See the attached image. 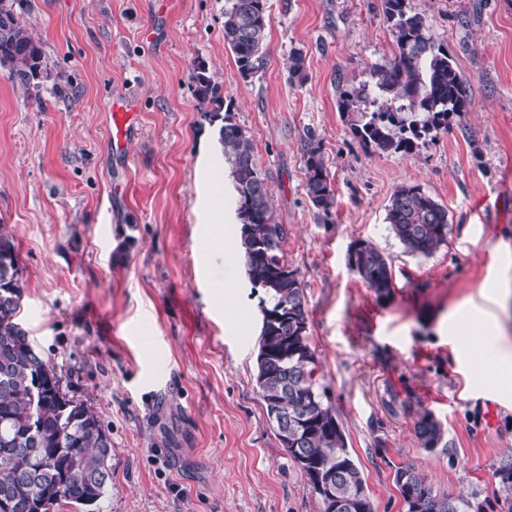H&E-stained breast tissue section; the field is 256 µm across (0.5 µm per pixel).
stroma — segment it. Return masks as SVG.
Returning <instances> with one entry per match:
<instances>
[{
	"label": "stroma",
	"mask_w": 512,
	"mask_h": 512,
	"mask_svg": "<svg viewBox=\"0 0 512 512\" xmlns=\"http://www.w3.org/2000/svg\"><path fill=\"white\" fill-rule=\"evenodd\" d=\"M463 76L467 112L410 153L353 136L338 92L359 86L393 42L380 0H267L268 63L245 80L224 45L225 0H31L49 76L39 89L0 68V224L24 283L23 326L112 438L100 512H318L283 450L255 381L261 290L223 241L235 194L191 73L204 62L251 135L286 257L305 285L317 378L345 429L376 512H404L395 483L415 465L435 491L503 512L512 383L472 349L476 314L512 348V0H409ZM303 50L308 78L288 79ZM135 96L128 163L107 148V98ZM315 133L335 190L330 215L305 191ZM421 185L448 208V243L404 253L385 222L395 188ZM358 240L388 254L389 298L349 266ZM240 313L230 323L224 292ZM442 422L437 448L414 422ZM414 432L422 448H435L444 435L442 424L428 412L417 417Z\"/></svg>",
	"instance_id": "35a3bbf8"
}]
</instances>
